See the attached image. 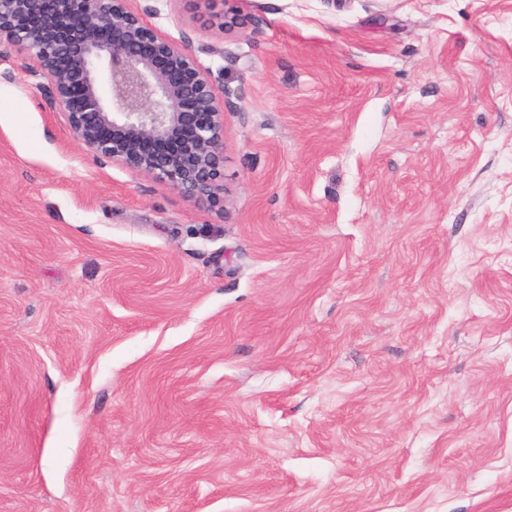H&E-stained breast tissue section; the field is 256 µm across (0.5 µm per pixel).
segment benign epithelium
<instances>
[{
	"mask_svg": "<svg viewBox=\"0 0 512 512\" xmlns=\"http://www.w3.org/2000/svg\"><path fill=\"white\" fill-rule=\"evenodd\" d=\"M128 2L0 0V50L28 55L78 145L191 200H214L224 100L190 47L157 33ZM170 140L178 150L152 148Z\"/></svg>",
	"mask_w": 512,
	"mask_h": 512,
	"instance_id": "benign-epithelium-1",
	"label": "benign epithelium"
}]
</instances>
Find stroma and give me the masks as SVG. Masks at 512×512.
Returning <instances> with one entry per match:
<instances>
[{"label":"stroma","instance_id":"1","mask_svg":"<svg viewBox=\"0 0 512 512\" xmlns=\"http://www.w3.org/2000/svg\"><path fill=\"white\" fill-rule=\"evenodd\" d=\"M224 112L194 202L0 56V512H512V0H130Z\"/></svg>","mask_w":512,"mask_h":512}]
</instances>
